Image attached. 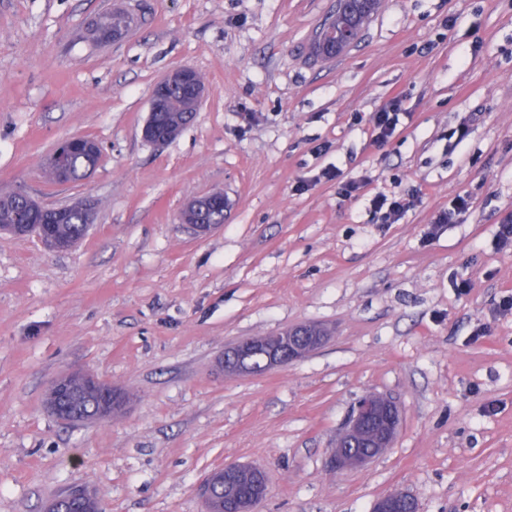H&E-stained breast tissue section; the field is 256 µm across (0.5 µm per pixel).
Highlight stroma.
Masks as SVG:
<instances>
[{
	"instance_id": "stroma-1",
	"label": "stroma",
	"mask_w": 512,
	"mask_h": 512,
	"mask_svg": "<svg viewBox=\"0 0 512 512\" xmlns=\"http://www.w3.org/2000/svg\"><path fill=\"white\" fill-rule=\"evenodd\" d=\"M134 35L88 25L112 3ZM336 0H0V193L94 203L65 252L0 232V512H45L83 486L110 512H204L227 463L269 478L257 512H371L393 489L419 512H512V0H381L334 58L316 34ZM192 67L205 94L162 146L143 140L154 86ZM406 112L385 144L370 116ZM96 140L58 184L62 140ZM364 186L353 196L323 172ZM341 179V180H342ZM222 226L179 220L213 192ZM380 191L415 195L377 223ZM472 201L433 231L456 194ZM302 323L325 344L252 376L226 347ZM89 372L126 403L58 421L45 394ZM402 422L364 468L326 460L356 400ZM112 23L110 25H100L98 21H94L89 25V30L93 32V41L103 43L108 39L117 43L124 40L136 24V18L127 10H112V17H104ZM114 35V36H113Z\"/></svg>"
}]
</instances>
